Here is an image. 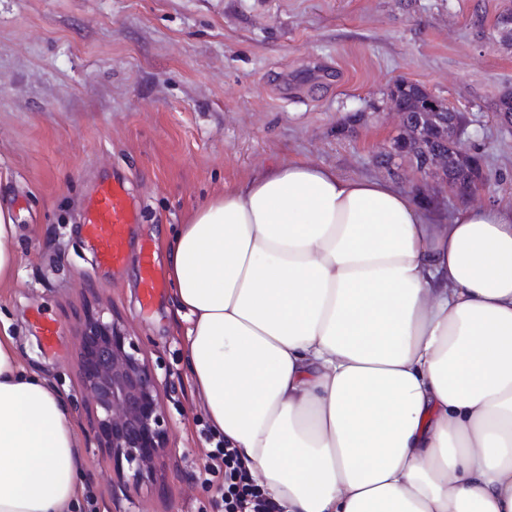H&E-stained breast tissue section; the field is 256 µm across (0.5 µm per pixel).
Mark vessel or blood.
<instances>
[{"label": "vessel or blood", "instance_id": "vessel-or-blood-1", "mask_svg": "<svg viewBox=\"0 0 512 512\" xmlns=\"http://www.w3.org/2000/svg\"><path fill=\"white\" fill-rule=\"evenodd\" d=\"M138 221L139 212L125 181H101L82 216L85 238L99 265L118 268L125 264L128 229Z\"/></svg>", "mask_w": 512, "mask_h": 512}]
</instances>
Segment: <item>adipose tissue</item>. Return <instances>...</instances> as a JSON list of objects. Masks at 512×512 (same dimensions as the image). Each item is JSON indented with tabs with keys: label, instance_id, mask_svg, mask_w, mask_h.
Returning <instances> with one entry per match:
<instances>
[{
	"label": "adipose tissue",
	"instance_id": "1",
	"mask_svg": "<svg viewBox=\"0 0 512 512\" xmlns=\"http://www.w3.org/2000/svg\"><path fill=\"white\" fill-rule=\"evenodd\" d=\"M192 382L279 512H512V207L285 160L167 243ZM68 403L0 337V512H66Z\"/></svg>",
	"mask_w": 512,
	"mask_h": 512
}]
</instances>
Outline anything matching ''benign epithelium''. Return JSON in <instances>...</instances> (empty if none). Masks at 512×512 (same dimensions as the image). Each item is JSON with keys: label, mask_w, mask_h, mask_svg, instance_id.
Returning <instances> with one entry per match:
<instances>
[{"label": "benign epithelium", "mask_w": 512, "mask_h": 512, "mask_svg": "<svg viewBox=\"0 0 512 512\" xmlns=\"http://www.w3.org/2000/svg\"><path fill=\"white\" fill-rule=\"evenodd\" d=\"M438 159L422 164L407 159L392 169L424 179L434 176ZM80 394L92 411L90 437L112 459L126 465L128 481L150 478L155 461L171 451L160 399L164 389L139 337L101 310L78 330Z\"/></svg>", "instance_id": "7a95c632"}]
</instances>
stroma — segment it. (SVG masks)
<instances>
[{
	"label": "stroma",
	"instance_id": "obj_1",
	"mask_svg": "<svg viewBox=\"0 0 512 512\" xmlns=\"http://www.w3.org/2000/svg\"><path fill=\"white\" fill-rule=\"evenodd\" d=\"M512 0H0V206L18 270L0 285V336L72 408L83 460L73 512H222L204 464L219 437L196 398L185 323L163 287L142 302L140 251L164 274L166 241L210 198L282 159L387 178V95L417 83L464 112L483 157L481 205L512 206V46L494 28ZM125 178L141 210L128 257L104 268L79 217ZM133 325L167 386L172 452L145 483L88 433L75 334L92 311ZM57 327L47 346L39 319Z\"/></svg>",
	"mask_w": 512,
	"mask_h": 512
}]
</instances>
